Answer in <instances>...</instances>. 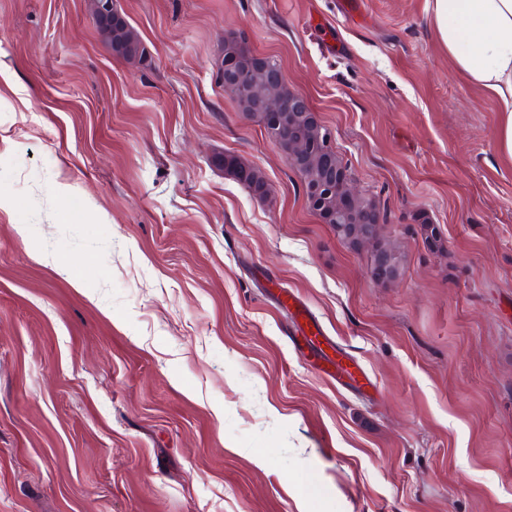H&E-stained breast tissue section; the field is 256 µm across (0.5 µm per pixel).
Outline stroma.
<instances>
[{
  "label": "stroma",
  "mask_w": 512,
  "mask_h": 512,
  "mask_svg": "<svg viewBox=\"0 0 512 512\" xmlns=\"http://www.w3.org/2000/svg\"><path fill=\"white\" fill-rule=\"evenodd\" d=\"M117 7L150 66L86 0H0V512H512V162L427 0ZM228 35L331 130L394 280L225 94ZM98 32L100 36L101 34L112 33V42H119L125 53L139 55L142 61L147 59V50L142 43L138 31L123 16L118 18L112 17L104 25H101L98 28ZM102 42L112 50V55L114 57L122 58L127 62L140 64V59L138 57H132L125 54L118 44L112 43L111 45L106 40H102ZM224 169L233 173V177L252 194L265 197L269 192L264 175L257 169L240 162L236 156L224 154ZM383 223V216L379 208L367 209L358 213L355 215L352 224H348L345 218L336 222V217L332 218L329 222V224L336 229L337 236L347 242L351 247H358L357 236L354 233L355 224H368L370 226L380 228V224Z\"/></svg>",
  "instance_id": "1"
}]
</instances>
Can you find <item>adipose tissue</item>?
Listing matches in <instances>:
<instances>
[{
    "label": "adipose tissue",
    "mask_w": 512,
    "mask_h": 512,
    "mask_svg": "<svg viewBox=\"0 0 512 512\" xmlns=\"http://www.w3.org/2000/svg\"><path fill=\"white\" fill-rule=\"evenodd\" d=\"M428 20L456 75L492 101L512 161V0H429Z\"/></svg>",
    "instance_id": "adipose-tissue-1"
}]
</instances>
